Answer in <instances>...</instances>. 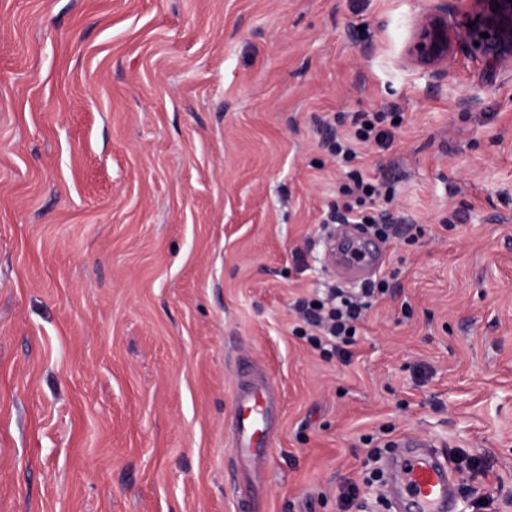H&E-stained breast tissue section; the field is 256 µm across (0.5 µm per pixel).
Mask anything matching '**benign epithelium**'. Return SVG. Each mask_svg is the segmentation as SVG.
I'll list each match as a JSON object with an SVG mask.
<instances>
[{"instance_id":"1","label":"benign epithelium","mask_w":512,"mask_h":512,"mask_svg":"<svg viewBox=\"0 0 512 512\" xmlns=\"http://www.w3.org/2000/svg\"><path fill=\"white\" fill-rule=\"evenodd\" d=\"M460 40L489 73L512 67V0H435L418 22L407 55L438 75Z\"/></svg>"}]
</instances>
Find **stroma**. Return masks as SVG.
I'll use <instances>...</instances> for the list:
<instances>
[{
  "mask_svg": "<svg viewBox=\"0 0 512 512\" xmlns=\"http://www.w3.org/2000/svg\"><path fill=\"white\" fill-rule=\"evenodd\" d=\"M424 0H0V512H235L240 358L281 392L260 512H384L366 436L416 434L512 512V73L406 62ZM422 225L349 364L294 301L339 282L335 115ZM463 221L446 228L453 212ZM337 121L342 124L349 121L351 127L348 138L330 133L326 139L327 150L341 162L352 164L358 158L351 141L368 143L373 140L382 148H388L391 143L392 132L385 128L388 121L387 112H354L351 118L349 115H342L337 117ZM367 125H370V128H367Z\"/></svg>",
  "mask_w": 512,
  "mask_h": 512,
  "instance_id": "obj_1",
  "label": "stroma"
}]
</instances>
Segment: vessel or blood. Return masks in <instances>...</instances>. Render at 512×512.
I'll use <instances>...</instances> for the list:
<instances>
[{
    "instance_id": "obj_1",
    "label": "vessel or blood",
    "mask_w": 512,
    "mask_h": 512,
    "mask_svg": "<svg viewBox=\"0 0 512 512\" xmlns=\"http://www.w3.org/2000/svg\"><path fill=\"white\" fill-rule=\"evenodd\" d=\"M331 260L336 271L350 278L372 276L381 267L379 252L358 249L352 240L336 242ZM277 410L269 378L241 375L233 392L231 427L237 463L242 469L267 464L271 453L268 431ZM386 474L391 512H456V473L432 441L417 435L403 436L388 457Z\"/></svg>"
}]
</instances>
